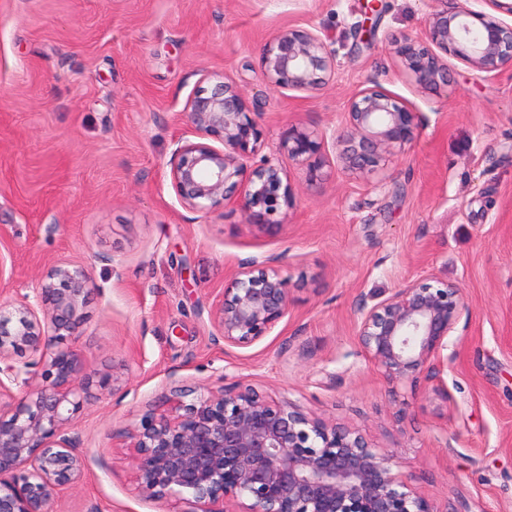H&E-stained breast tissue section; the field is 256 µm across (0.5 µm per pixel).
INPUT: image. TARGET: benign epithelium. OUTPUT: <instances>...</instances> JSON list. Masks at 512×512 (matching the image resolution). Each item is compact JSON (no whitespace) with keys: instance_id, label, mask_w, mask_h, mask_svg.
<instances>
[{"instance_id":"7a95c632","label":"benign epithelium","mask_w":512,"mask_h":512,"mask_svg":"<svg viewBox=\"0 0 512 512\" xmlns=\"http://www.w3.org/2000/svg\"><path fill=\"white\" fill-rule=\"evenodd\" d=\"M425 39L394 41L409 84H448L452 56L490 77L512 65V0H426ZM333 63L327 36L287 28L265 44L263 78L288 91L313 92ZM183 111L191 137L174 142L172 187L191 212L236 203L248 225L280 228L273 217L290 209L294 188L281 165L259 156L262 129L235 82L222 72L201 74ZM429 117L379 85L348 104L341 127L328 133L290 124L279 150L300 166L308 182L326 179L328 151L341 169L375 177L383 185L384 155L403 150L428 126ZM282 257L245 259L224 285L208 320L212 341L248 347L288 318L289 286ZM91 280L81 267L54 266L32 294L0 303V512H53L61 490L84 476V440L72 428L90 388L113 386V375L89 372L72 340ZM469 305L455 283L433 275L395 289L387 298L355 309L361 349L390 383L408 380L448 395V338ZM29 350L45 359L42 385H29L32 364L12 355ZM136 448L134 464L148 498L189 496L202 512H436L412 488L392 458L360 433L311 418L286 400L237 384L205 399L145 416L124 433Z\"/></svg>"}]
</instances>
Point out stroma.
Here are the masks:
<instances>
[{
	"mask_svg": "<svg viewBox=\"0 0 512 512\" xmlns=\"http://www.w3.org/2000/svg\"><path fill=\"white\" fill-rule=\"evenodd\" d=\"M367 3L0 0V300L59 263L84 268L92 290L74 348L116 378L73 421L85 475L57 512H192L143 495L121 433L173 390L195 401L241 381L363 434L435 512H512V66L486 78L452 58L448 85H407L391 40L423 36L429 8L380 0L371 14ZM286 28L327 33L320 90L263 80L262 48ZM206 71L258 104L265 155L289 123L336 127L376 84L431 121L388 156L378 188L340 169L311 184L278 155L296 200L262 232L234 204L187 211L172 188L173 143L190 133L183 106ZM271 254L290 285L283 335L214 344L206 310L238 260ZM429 274L469 303L448 340L444 395L390 387L355 336L359 297Z\"/></svg>",
	"mask_w": 512,
	"mask_h": 512,
	"instance_id": "obj_1",
	"label": "stroma"
}]
</instances>
